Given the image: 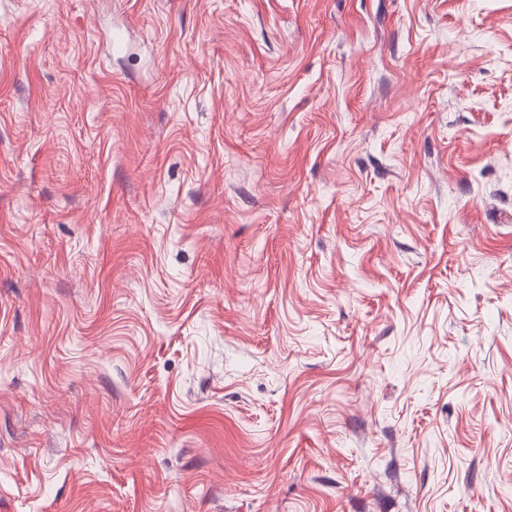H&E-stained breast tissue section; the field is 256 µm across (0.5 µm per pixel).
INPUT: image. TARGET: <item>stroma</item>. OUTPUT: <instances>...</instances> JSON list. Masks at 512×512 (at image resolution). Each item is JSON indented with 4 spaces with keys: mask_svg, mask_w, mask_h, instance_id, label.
<instances>
[{
    "mask_svg": "<svg viewBox=\"0 0 512 512\" xmlns=\"http://www.w3.org/2000/svg\"><path fill=\"white\" fill-rule=\"evenodd\" d=\"M0 512H512V0H0Z\"/></svg>",
    "mask_w": 512,
    "mask_h": 512,
    "instance_id": "1",
    "label": "stroma"
}]
</instances>
